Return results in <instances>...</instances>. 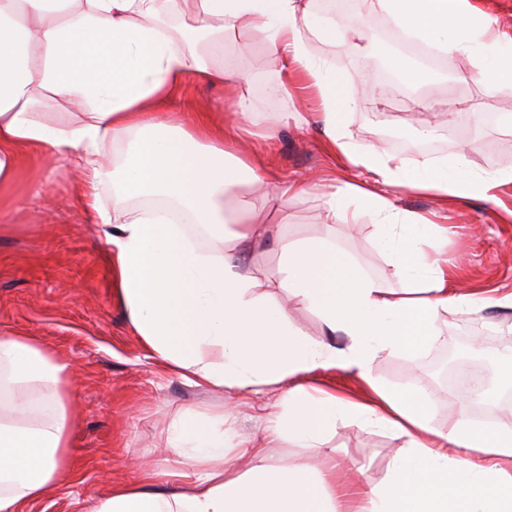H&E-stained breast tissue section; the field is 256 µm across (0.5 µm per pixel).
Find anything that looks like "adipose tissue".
I'll return each mask as SVG.
<instances>
[{
	"label": "adipose tissue",
	"mask_w": 512,
	"mask_h": 512,
	"mask_svg": "<svg viewBox=\"0 0 512 512\" xmlns=\"http://www.w3.org/2000/svg\"><path fill=\"white\" fill-rule=\"evenodd\" d=\"M378 6L445 57L471 53L476 81L492 93L512 92V47L470 0ZM172 10L190 18L192 29L171 33L163 17ZM229 22L266 33L285 75L278 94L288 93L287 75L305 80L330 150L368 174L370 188L353 194L376 216L395 273L420 281L423 296L391 297L326 236L281 242L273 281L280 293L270 297L256 294L257 280L226 252V242H251V214L284 210L289 195L307 191L303 182L279 190L261 163L231 150L252 114L240 90L248 76L210 64L224 53ZM307 28H333L312 14L311 0H0V188L11 184L26 147L80 171L84 208L102 229L116 296L152 355L197 387L259 395L338 365L365 388L360 399L301 384L289 389L269 412L261 443L244 451L252 466L243 473L233 461L244 452L231 446L223 416L189 410L167 439L177 461L166 484L144 470L137 481L112 483L92 512H512V427L479 428L463 414L448 430L435 428L423 397L374 374L382 353L433 345L448 307L487 303L456 289L435 244L445 229L399 210L378 186L478 198L512 184V170L476 174L461 156L409 169L397 157L354 148L344 120L350 83L310 57ZM187 77L235 81L236 123L215 129L197 114L189 128L172 127L158 107ZM49 95L77 108V123L46 122L38 109ZM110 191L129 206L104 207ZM177 211L190 216L209 248L176 224ZM286 297L316 312L327 335L345 332L348 347L303 339L288 321ZM211 350L218 359L208 358ZM75 375L69 360L34 337L0 336V512H23L24 503L70 483ZM342 413L407 437L383 486L337 485L327 455L318 470L268 461L264 445L287 436L317 447Z\"/></svg>",
	"instance_id": "obj_1"
}]
</instances>
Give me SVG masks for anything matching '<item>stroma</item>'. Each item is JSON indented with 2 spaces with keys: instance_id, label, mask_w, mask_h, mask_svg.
Instances as JSON below:
<instances>
[{
  "instance_id": "obj_1",
  "label": "stroma",
  "mask_w": 512,
  "mask_h": 512,
  "mask_svg": "<svg viewBox=\"0 0 512 512\" xmlns=\"http://www.w3.org/2000/svg\"><path fill=\"white\" fill-rule=\"evenodd\" d=\"M384 14H377L358 48L344 35L313 32L306 36L312 58L349 77L363 70L401 75L389 60L378 59L372 47L381 35ZM224 55L237 71L250 76L245 91L251 110L261 119L282 112H315L317 101L298 86L286 97L270 96L283 72L260 30L237 25L224 32ZM473 57L457 53L437 68L422 71L410 86L405 105L381 111V83L358 84L346 131L358 149L394 155L407 166L424 159H455L461 143H470L471 171L492 175L512 169V96L486 99L471 80ZM225 85L183 80L172 91L165 110L187 121L190 113H209L220 124L234 117L224 96ZM242 154L264 159L280 185L304 181L307 194L292 197L283 213H267L292 240L326 235L327 194L365 180L363 170L343 165L325 144L318 124H279L273 138L244 135ZM79 171L48 163L33 149L22 150L16 176L0 191V335L19 333L44 342L78 367L75 377L76 423L69 454L77 466L71 488L56 490L29 503L26 512H89L115 481L138 479L143 465L157 472L172 469L176 454L166 444L173 423L192 408L224 415L238 437L257 441L266 414L281 396L300 383L340 396L363 397L358 378L342 367L318 369L299 379H286L256 396L243 390H207L189 385L151 356L125 320L112 288L101 230L87 223L77 196ZM391 199L400 210L426 215L448 230L441 257L462 292H512V184L486 198L456 199L435 192L401 189ZM332 243L361 270L395 296H406L412 283L395 275L388 255L375 241L376 217L357 201L342 200ZM446 341L418 352L383 355L376 374L387 386L425 397L434 427L445 430L458 417L463 392L452 389L435 366L439 361L479 363L492 389L484 399L468 403V411L495 410V419L512 426V384H501V372L512 365V309L449 308L443 314ZM407 439L392 431L343 415L322 449L301 448L283 438L267 448L271 463L312 467L319 451L336 459V476L369 488L384 484L392 458Z\"/></svg>"
}]
</instances>
